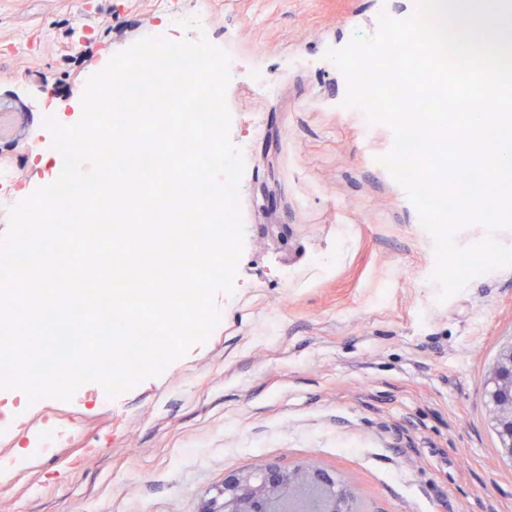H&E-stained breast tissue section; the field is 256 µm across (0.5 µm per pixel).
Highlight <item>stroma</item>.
I'll list each match as a JSON object with an SVG mask.
<instances>
[{
	"mask_svg": "<svg viewBox=\"0 0 512 512\" xmlns=\"http://www.w3.org/2000/svg\"><path fill=\"white\" fill-rule=\"evenodd\" d=\"M203 27L171 25L155 0H0V135L15 172L0 211L53 182L44 101L74 116L87 80L142 37L208 41L235 57L229 135L244 146V244L221 320L160 376L111 397L18 403L0 391V512H203L244 466L316 462L353 489L357 512H512L488 382L512 345V267L445 303L434 243L339 108L347 80L312 54L372 35L377 0H183ZM264 72L267 90L253 76ZM78 436L17 460L51 410Z\"/></svg>",
	"mask_w": 512,
	"mask_h": 512,
	"instance_id": "obj_1",
	"label": "stroma"
}]
</instances>
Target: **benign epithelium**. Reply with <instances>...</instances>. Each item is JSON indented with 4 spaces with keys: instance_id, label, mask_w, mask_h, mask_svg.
Instances as JSON below:
<instances>
[{
    "instance_id": "7a95c632",
    "label": "benign epithelium",
    "mask_w": 512,
    "mask_h": 512,
    "mask_svg": "<svg viewBox=\"0 0 512 512\" xmlns=\"http://www.w3.org/2000/svg\"><path fill=\"white\" fill-rule=\"evenodd\" d=\"M487 397L495 410L502 454L512 461V346L502 351ZM352 492L315 465L293 470L245 466L224 481V498L207 512H352Z\"/></svg>"
}]
</instances>
